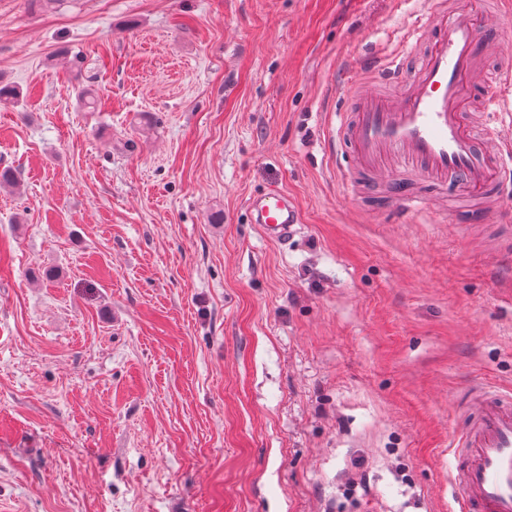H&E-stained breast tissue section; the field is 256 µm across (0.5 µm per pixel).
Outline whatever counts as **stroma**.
Wrapping results in <instances>:
<instances>
[{
	"label": "stroma",
	"instance_id": "obj_1",
	"mask_svg": "<svg viewBox=\"0 0 512 512\" xmlns=\"http://www.w3.org/2000/svg\"><path fill=\"white\" fill-rule=\"evenodd\" d=\"M427 9L0 0V512H458L512 223L387 212L333 145L337 83ZM252 223L262 224L268 237L278 242L295 235L296 224H303L299 208L284 192L273 190L249 200Z\"/></svg>",
	"mask_w": 512,
	"mask_h": 512
}]
</instances>
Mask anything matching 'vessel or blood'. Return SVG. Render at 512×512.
Instances as JSON below:
<instances>
[{
    "mask_svg": "<svg viewBox=\"0 0 512 512\" xmlns=\"http://www.w3.org/2000/svg\"><path fill=\"white\" fill-rule=\"evenodd\" d=\"M512 25V0H429L427 14L403 36L393 56H368L361 78L338 91L349 108L337 114L336 149L355 171L390 181L389 210L433 211L431 198L402 183L405 174L478 201L469 224L484 222L483 204L500 205L503 176L512 168V60L485 61ZM387 84L400 94L384 92ZM253 223L273 240L294 236L302 215L287 194L250 198ZM451 478L460 512H512V395L477 386L464 428L455 436Z\"/></svg>",
    "mask_w": 512,
    "mask_h": 512,
    "instance_id": "1",
    "label": "vessel or blood"
}]
</instances>
